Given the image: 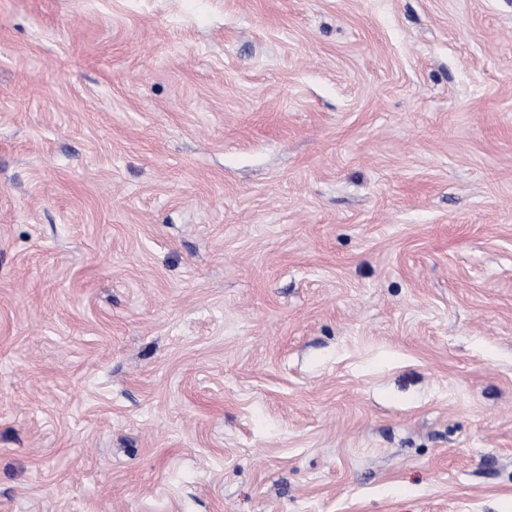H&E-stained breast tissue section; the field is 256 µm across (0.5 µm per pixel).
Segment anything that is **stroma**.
I'll use <instances>...</instances> for the list:
<instances>
[{
  "label": "stroma",
  "instance_id": "stroma-1",
  "mask_svg": "<svg viewBox=\"0 0 512 512\" xmlns=\"http://www.w3.org/2000/svg\"><path fill=\"white\" fill-rule=\"evenodd\" d=\"M0 512H512V0H0Z\"/></svg>",
  "mask_w": 512,
  "mask_h": 512
}]
</instances>
